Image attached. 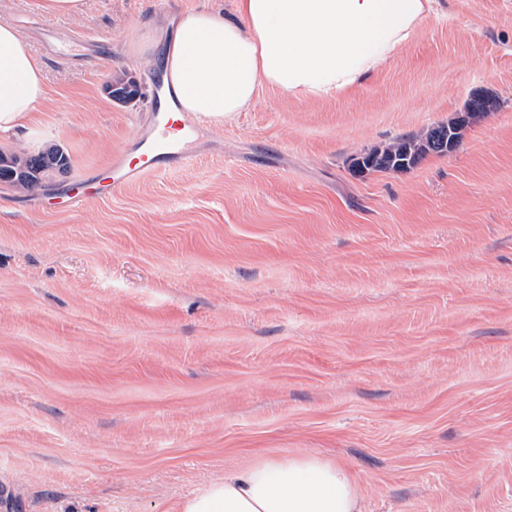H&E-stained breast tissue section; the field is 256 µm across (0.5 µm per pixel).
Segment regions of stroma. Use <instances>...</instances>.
Listing matches in <instances>:
<instances>
[{
	"label": "stroma",
	"mask_w": 512,
	"mask_h": 512,
	"mask_svg": "<svg viewBox=\"0 0 512 512\" xmlns=\"http://www.w3.org/2000/svg\"><path fill=\"white\" fill-rule=\"evenodd\" d=\"M202 3L0 0L22 34L104 42L66 64L31 39L46 98L0 133L70 159L33 194L0 180V512H180L296 455L344 467L361 512H512V0H437L366 82L262 88L188 165L55 208L151 116L131 34ZM478 93L453 152L354 172ZM31 4L48 15L76 16L84 11L86 0H32Z\"/></svg>",
	"instance_id": "stroma-1"
}]
</instances>
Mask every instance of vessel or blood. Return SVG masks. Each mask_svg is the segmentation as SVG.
<instances>
[{
  "label": "vessel or blood",
  "mask_w": 512,
  "mask_h": 512,
  "mask_svg": "<svg viewBox=\"0 0 512 512\" xmlns=\"http://www.w3.org/2000/svg\"><path fill=\"white\" fill-rule=\"evenodd\" d=\"M56 57L64 58L86 50L87 39L70 35L49 36ZM196 156L192 124L172 112L153 113L146 132L140 137L134 154L116 152L102 174L83 177L64 192L69 207H77L88 196H112L120 188L137 183L148 175L190 162Z\"/></svg>",
  "instance_id": "vessel-or-blood-1"
}]
</instances>
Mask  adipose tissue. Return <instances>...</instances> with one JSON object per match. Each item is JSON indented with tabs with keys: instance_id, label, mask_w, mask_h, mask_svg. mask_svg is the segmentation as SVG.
I'll use <instances>...</instances> for the list:
<instances>
[{
	"instance_id": "ef3b65f1",
	"label": "adipose tissue",
	"mask_w": 512,
	"mask_h": 512,
	"mask_svg": "<svg viewBox=\"0 0 512 512\" xmlns=\"http://www.w3.org/2000/svg\"><path fill=\"white\" fill-rule=\"evenodd\" d=\"M434 0H236L172 17L145 45L180 111L222 125L263 87L326 98L366 81L407 44ZM46 97L22 34L0 22V132L29 125ZM181 512H360L342 467L300 455L263 458L186 498Z\"/></svg>"
}]
</instances>
